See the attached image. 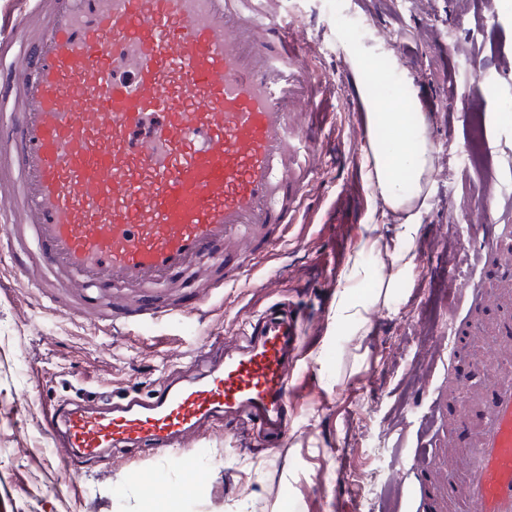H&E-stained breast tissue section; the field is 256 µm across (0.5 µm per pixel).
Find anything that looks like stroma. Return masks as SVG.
Instances as JSON below:
<instances>
[{"mask_svg":"<svg viewBox=\"0 0 512 512\" xmlns=\"http://www.w3.org/2000/svg\"><path fill=\"white\" fill-rule=\"evenodd\" d=\"M299 28V44L316 51L315 69L329 83L328 113L318 176L305 223L270 252L251 280L216 295L195 316L134 327L121 335L109 323L73 316L27 288L0 243V512H165L146 483L181 487L190 480L177 462L131 458L122 467L93 463L75 479L59 458L47 420L53 407L81 395L132 391L150 395L209 343L239 344L273 304L302 310L306 330L292 379L297 405L277 447L230 440L234 421L207 424L201 439H186L200 476L180 497L179 512H372L400 498L415 512L403 475L391 465L400 453L411 465L422 415L448 388L461 359L430 362L437 336L448 331V268L494 198L500 222L512 223V121L501 106L512 100V0H285ZM359 17L362 46L378 43L407 58L402 91L438 104L429 113L434 146L433 188L419 216L413 281L371 311L368 332L344 336L330 309L336 274L357 248L362 227L377 224L393 237L392 213L363 179L367 139L350 123L360 79L336 35L337 9ZM477 111L492 148L493 182L462 162L467 115ZM143 472L145 484L125 470Z\"/></svg>","mask_w":512,"mask_h":512,"instance_id":"1","label":"stroma"}]
</instances>
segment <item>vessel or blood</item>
I'll return each mask as SVG.
<instances>
[{
  "mask_svg": "<svg viewBox=\"0 0 512 512\" xmlns=\"http://www.w3.org/2000/svg\"><path fill=\"white\" fill-rule=\"evenodd\" d=\"M0 49V226L42 288L78 282L73 314L126 323L195 314L246 280L301 223L321 168L310 117L324 94L281 0H32ZM22 52L27 69L4 67ZM447 340L481 337L468 373L421 427L422 512H512V224L488 217L465 252ZM210 279L191 303L172 288ZM303 320L270 307L247 342L150 396L59 404L48 425L75 474L115 452L178 454L230 415L240 431L288 429V373ZM480 392L457 395L472 378Z\"/></svg>",
  "mask_w": 512,
  "mask_h": 512,
  "instance_id": "vessel-or-blood-1",
  "label": "vessel or blood"
}]
</instances>
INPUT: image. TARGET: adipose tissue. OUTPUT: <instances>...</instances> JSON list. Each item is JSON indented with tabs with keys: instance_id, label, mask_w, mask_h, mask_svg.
<instances>
[{
	"instance_id": "1",
	"label": "adipose tissue",
	"mask_w": 512,
	"mask_h": 512,
	"mask_svg": "<svg viewBox=\"0 0 512 512\" xmlns=\"http://www.w3.org/2000/svg\"><path fill=\"white\" fill-rule=\"evenodd\" d=\"M368 111L370 130L364 179L382 198L386 206L403 219L393 239L382 240L378 227H364L362 247L378 249L389 256L395 273L386 283L397 288L409 283L416 266L411 244L419 234L418 217L428 205L433 173V145L428 135V121L411 98H403L397 111L380 112L376 102L368 97L367 84H360ZM386 131L387 140H379L376 130ZM369 271L359 257H352L339 279L332 318L350 333L367 330L370 313L380 295L357 294L353 286L365 282Z\"/></svg>"
}]
</instances>
